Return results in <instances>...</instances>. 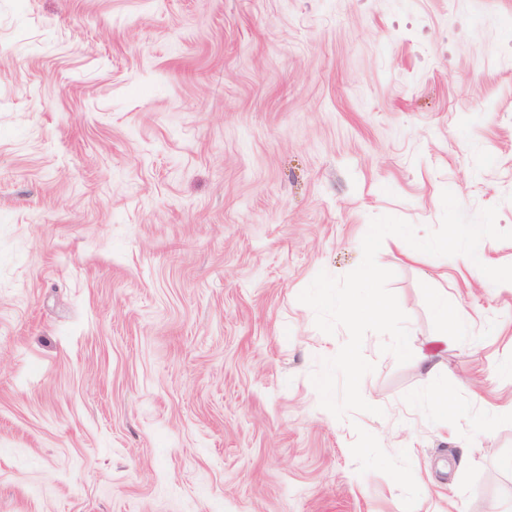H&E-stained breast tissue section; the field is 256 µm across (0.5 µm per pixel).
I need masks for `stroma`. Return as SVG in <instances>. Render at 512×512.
Instances as JSON below:
<instances>
[{
  "mask_svg": "<svg viewBox=\"0 0 512 512\" xmlns=\"http://www.w3.org/2000/svg\"><path fill=\"white\" fill-rule=\"evenodd\" d=\"M446 189L512 229V0H0V512H512V288L388 236L435 378L311 381ZM432 304L437 319L442 322V332L434 336L431 342L433 344H447L448 326H456L459 321L460 314L458 312L448 310V300L438 293H433Z\"/></svg>",
  "mask_w": 512,
  "mask_h": 512,
  "instance_id": "stroma-1",
  "label": "stroma"
}]
</instances>
